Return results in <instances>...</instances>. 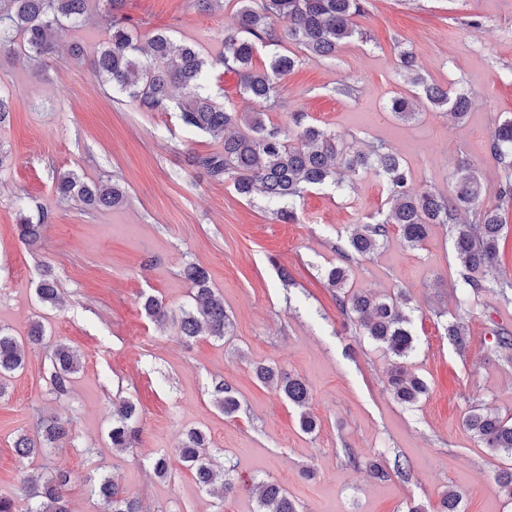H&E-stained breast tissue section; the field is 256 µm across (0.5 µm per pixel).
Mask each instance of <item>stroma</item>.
<instances>
[{"label": "stroma", "mask_w": 512, "mask_h": 512, "mask_svg": "<svg viewBox=\"0 0 512 512\" xmlns=\"http://www.w3.org/2000/svg\"><path fill=\"white\" fill-rule=\"evenodd\" d=\"M353 41L333 59L302 58L280 81L283 105L268 115L287 126L294 111L362 149L384 142L405 160L414 190L448 192L459 161L488 185L499 168L488 136L512 115V0H366ZM140 33L168 29L210 57L222 52L235 8L199 11L195 0H125L122 9ZM411 49L437 83L460 81L475 106L465 122L418 106L401 121L386 110L407 92L398 47ZM353 96L335 91L340 82ZM0 92L12 110L0 123V326L26 336L33 322L51 340L78 350L82 368L68 397L52 393L41 349L0 399V493L9 494L35 463L19 459L16 435L34 434L38 417H72L70 442L52 451L51 467L70 475L73 512H101L91 492L101 466H110L144 512H255L254 485L273 482L304 512H437L442 494L461 492V512H512L494 480L512 458L485 448L463 426L465 411L512 416V361L493 344L496 330L512 331V302L483 293L478 307L456 303L460 283L449 227H432L420 247L397 231L371 257L350 264L351 290L406 293L417 349L409 359L430 391L415 407L388 391L391 356L362 336L342 314L322 272L338 264L355 225L386 211V191L372 173L353 175L349 190L308 192L296 222L275 221L262 197L244 199L231 182L212 181L187 164L191 154L219 151L209 135L186 129L176 111L144 112L124 94L99 85L88 65L70 61L65 47L33 67L24 55L0 56ZM86 179L113 176L126 191L121 207L89 211L60 201L57 172ZM48 214L35 245L22 242L18 220ZM202 265L224 298L231 331L185 344L174 325L157 326L143 296L162 297L172 311L189 301L185 263ZM286 268L290 283L278 270ZM51 275L56 306L41 304L36 288ZM460 321L467 348L448 340ZM257 364L277 366L311 389L314 433L299 428V410L261 384ZM224 381L241 407L224 416L213 384ZM133 399L138 440L113 452L112 403ZM203 430L217 462L233 465L236 492L217 500L193 474L173 462L167 477L154 458L172 452L186 430ZM94 443L95 453L84 451ZM406 466L405 476L372 477L368 460Z\"/></svg>", "instance_id": "35a3bbf8"}]
</instances>
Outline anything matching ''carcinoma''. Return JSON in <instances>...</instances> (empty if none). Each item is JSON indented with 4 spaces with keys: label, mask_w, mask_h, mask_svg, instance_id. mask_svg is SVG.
I'll return each mask as SVG.
<instances>
[{
    "label": "carcinoma",
    "mask_w": 512,
    "mask_h": 512,
    "mask_svg": "<svg viewBox=\"0 0 512 512\" xmlns=\"http://www.w3.org/2000/svg\"><path fill=\"white\" fill-rule=\"evenodd\" d=\"M108 9L103 17L109 39L90 58L91 72L101 83L125 94L145 112L167 108L173 91H183L177 109L183 125L200 130L223 141L222 149L206 155H193L190 166L216 181L232 182L243 197L262 194L275 206L274 218L283 223L297 219V201L312 189L333 185L343 187V173L371 171L386 190L389 209L383 218L360 224L339 248L349 261L367 258L388 237L389 226L395 225L400 238L410 247L421 246L435 224H449L454 230V250L460 263L462 282L458 302L464 307L486 291L509 300L512 278L500 269V241L508 229L506 216L497 207H484L482 200L489 190L502 200L512 201V118L499 122L488 137L490 154L500 168L496 187L485 184L465 161L459 163L458 176L450 193L432 190L416 191L412 175L398 154L383 143L366 151L353 150L336 134L306 121L304 112H293L290 119L296 127L294 137L266 122L267 111L279 104V79L292 71L301 59L275 52L268 66L256 68L253 57L258 47H280L284 43L300 46L306 57L333 58L361 31L355 18L365 13V0H231L236 8L237 27L224 32V52L217 62L239 77V92L262 105L263 110L241 112L227 101L217 102L203 91L207 79V60L195 47L175 39L168 30H155L146 43L134 27L118 12L124 0H104ZM90 0H0V53L19 49L29 61L41 65L53 46L67 37L85 17ZM399 68L411 88V96L391 99L389 110L397 118L408 120L410 98H417L435 110L443 111L455 121H463L473 107L471 94L462 88H451L433 82L423 74L416 54L399 52ZM55 193L91 208L120 206L125 188L109 176L85 181L71 171L56 174ZM470 212L469 222L460 220ZM47 225V215L37 222L22 216L18 229L21 239L37 241ZM349 275L346 264L326 269L328 286L336 289V305L344 314L359 320L364 335L381 345L393 358L388 379L393 398L406 407L415 406L426 394L427 384L409 371L407 361L416 350L405 312L409 298H380L363 292L344 291ZM183 277L190 283V305L181 310L178 325L188 341L199 336L222 340L229 332V318L224 298L209 286L207 270L188 263ZM39 301L54 306L58 301L57 286L45 275L37 288ZM143 308L153 321L163 324L169 311L155 296L144 299ZM448 340L459 351L466 348V328L458 322L445 327ZM46 340L41 325L34 326L26 339L14 336L0 327V396L7 382L26 366L24 344ZM44 368L57 398L67 397L76 375L82 368L81 355L65 343L46 344ZM256 379L282 392L288 402L303 409L300 429L311 434L317 422L304 407L310 399L309 386L299 377L273 366L254 367ZM212 396L216 405L229 416L239 411L240 402L231 387L218 381ZM138 421L135 403L127 398L114 406L109 438L115 452H124L137 440ZM72 420L56 416L37 423L35 436L25 433L13 441L16 455L26 458L48 457L53 449L70 438ZM463 426L486 448L512 455V418L468 410ZM176 455L194 475L201 487L217 492L219 498L234 491L230 479L232 467L215 469L211 463L209 441L205 432L191 429L185 433ZM69 476L59 469L44 467L37 480L25 477L18 492L0 494V512H72L67 498ZM94 495L103 504V512H142L139 502L125 495L115 478L100 473L93 486ZM462 495L450 489L439 502L438 512H460ZM256 512H301L282 487L263 483L257 498Z\"/></svg>",
    "instance_id": "carcinoma-1"
}]
</instances>
